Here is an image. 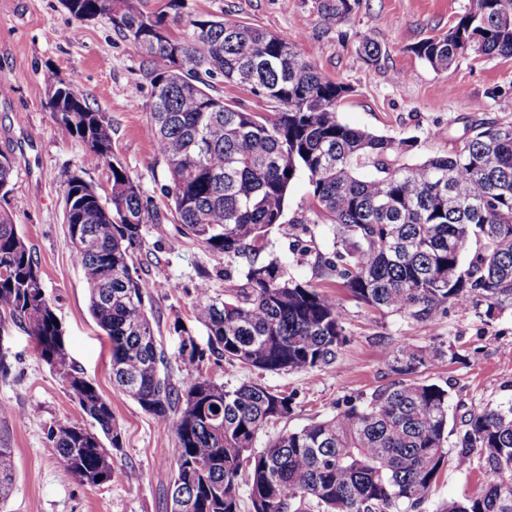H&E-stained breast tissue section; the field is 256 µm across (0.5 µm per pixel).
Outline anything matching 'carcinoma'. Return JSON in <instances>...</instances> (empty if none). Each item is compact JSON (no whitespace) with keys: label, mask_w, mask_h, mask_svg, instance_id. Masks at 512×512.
Segmentation results:
<instances>
[{"label":"carcinoma","mask_w":512,"mask_h":512,"mask_svg":"<svg viewBox=\"0 0 512 512\" xmlns=\"http://www.w3.org/2000/svg\"><path fill=\"white\" fill-rule=\"evenodd\" d=\"M63 2L78 21L111 24L152 64L148 118L169 174L166 196L182 234L224 254V280H241L222 299L198 286L208 346H180L182 362L193 368L182 385L161 376L165 355L145 307L149 285L134 262L148 202L112 154L106 116L72 83L48 74L54 120L82 141L84 164L111 172L105 198L92 183L70 178L65 223L90 313L112 342L114 384L157 419L176 415L171 512H423L450 452L459 468L478 458L491 479L480 494L450 500L440 512H512V402L469 414L453 433L448 388L416 378L445 356L435 346H398L389 384L263 448L255 447L257 434L288 418L293 397L258 383L230 388L199 372L212 356L272 373L338 361L346 343L342 306L266 252L271 230L285 223L289 188L303 174L311 202L296 224L311 238L317 225L333 226L339 247L315 263L356 301L420 322L447 304L484 305L489 313L512 308V123L482 122L455 151L415 161V144L343 123L344 84L286 39L220 15L185 16L182 0H167L159 11L134 0ZM356 5L323 0V19L337 25ZM358 51L371 65L382 56L367 36ZM413 52L437 71L465 53L512 57V0H469L448 32ZM217 78L249 86L275 112L224 103L210 93ZM14 168L0 151L1 198L11 191ZM365 168L374 174L363 177ZM8 319L24 324L43 360L66 374L80 408V418L50 431L63 469L88 485L110 480L112 454L103 440L116 448L120 438L112 403L68 371L38 265L1 209L0 326ZM15 469L13 449L0 447V506Z\"/></svg>","instance_id":"1"}]
</instances>
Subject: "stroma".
I'll return each instance as SVG.
<instances>
[{"mask_svg":"<svg viewBox=\"0 0 512 512\" xmlns=\"http://www.w3.org/2000/svg\"><path fill=\"white\" fill-rule=\"evenodd\" d=\"M468 0H359L349 19L327 25L321 0H185L192 13L241 21L296 43L312 54L327 76L348 86L339 106L347 125L414 141L422 160L459 147L471 126L486 120L512 122V57L459 56L448 71H434L413 51L420 41L447 32ZM77 29L75 38L64 39ZM382 48L377 64L357 51L361 36ZM148 65L132 45L103 21L76 22L62 0H0V150L17 168L12 191L0 200L18 234L31 248L46 293L62 325L71 365L112 402L120 433L112 451L111 480L90 486L64 478L49 437L52 428L79 413L64 377L40 357L36 340L20 323L0 337V444L14 451L15 490L7 512H170L169 482L176 437L112 385V344L88 308V288L72 257L64 200L74 173L110 192L106 167H83V143L54 120L43 80L55 72L73 83L112 127V151L139 186L150 208L138 254L140 277L150 285L145 304L162 371L173 384L187 372L178 358L183 335L206 344L207 329L196 317L197 292L207 284L223 297L224 256L206 251L180 232L163 189L168 175L158 161L148 121ZM296 231L285 223L271 233L273 249L295 278L324 287L341 303L348 342L335 365L310 373H270L210 360L204 376L229 387L254 382L291 394L288 419L258 435L264 446L281 432L335 414L338 403L370 395L387 385V362L401 344H429L442 360L420 368L422 379L447 384L451 426L470 411L512 401V310L487 315L485 307L454 305L432 324L383 314L354 300L335 278L317 275L315 258L334 249L330 225H319L307 255L293 253ZM486 477L478 462L464 469L448 463L424 512L441 502L478 493Z\"/></svg>","mask_w":512,"mask_h":512,"instance_id":"35a3bbf8","label":"stroma"}]
</instances>
